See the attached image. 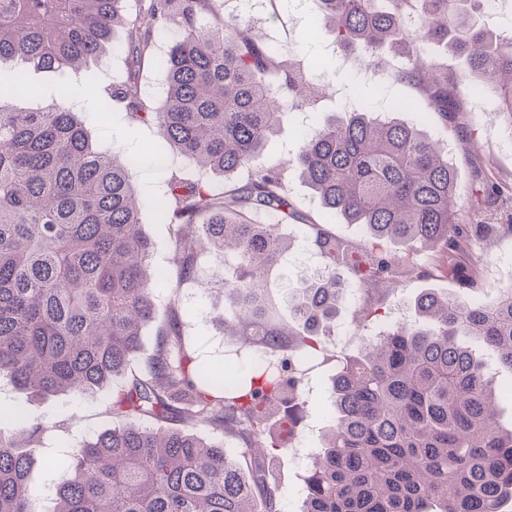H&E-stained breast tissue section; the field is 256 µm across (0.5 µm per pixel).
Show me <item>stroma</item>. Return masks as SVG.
<instances>
[{
	"label": "stroma",
	"instance_id": "1",
	"mask_svg": "<svg viewBox=\"0 0 512 512\" xmlns=\"http://www.w3.org/2000/svg\"><path fill=\"white\" fill-rule=\"evenodd\" d=\"M224 12L243 17L262 41L273 49L287 54L288 59L307 77L328 81L329 87L313 108L292 110L276 134L268 142L260 162L280 164L288 193L297 217L283 225L282 232L291 249L282 277L269 288L276 310H283L288 301V288L302 279L312 277L319 260L311 245L305 244L306 223L324 220L326 228L340 238H352L358 233L354 225L341 217L323 218L317 198L298 176L291 164L299 140L306 130L333 114H340L345 103L354 107L381 113L389 111L393 102L413 100L416 109L402 113V120L419 124L431 139L446 144L456 163L457 200L460 218L464 223L480 222L481 216L471 198V189L478 175L490 173L502 180H512V130L508 129L495 110L480 111L477 100L464 96L465 124L462 136L449 138L441 117L431 112L420 89L400 81L397 73L405 63V55L386 49L378 55L373 66H366L362 56L342 52L330 33L324 32L313 40H304L303 34L314 17L313 0H224ZM93 142L127 151L142 153L149 144L165 152V167L151 162H139L134 180L147 200L140 215L145 234L153 244L152 264L163 269L172 266L174 228L161 223L150 205L164 189L170 173L192 174L195 164L183 156L165 151L164 140L155 127L128 117L121 109H113L108 118H100L94 101L82 98L74 101ZM512 262V236L474 244L463 266L481 268L485 280H492V270ZM224 256L218 252L206 253L194 281L180 289L183 305L189 312L184 325V338L195 352L199 363L220 365L224 360L241 354L253 355L254 350L224 337L218 315L224 307V292L217 288L213 273L222 269ZM464 273L450 276L420 275L407 279L379 297L378 306L385 317H392L394 309L410 310L415 298L423 291L437 294H463L484 299L483 291L471 287ZM359 307L350 297L341 305L336 318V331L330 336L326 351L320 357H304L302 350L292 349L293 358H306L307 407L300 420L292 445L287 448L274 469L276 482L283 490L281 512H301L300 476L305 470L295 455L296 448H317L320 436L329 425L334 409L329 388L336 374V361L358 355L368 333L366 324L355 319ZM112 399L111 387H104L86 395L59 394L47 399H33L15 388L8 380H0V406L25 407L38 416L47 430L37 442L34 461L29 474L30 507L32 512H52L54 488L60 473L53 467L56 459L69 455L83 440L111 429L112 417L107 412Z\"/></svg>",
	"mask_w": 512,
	"mask_h": 512
}]
</instances>
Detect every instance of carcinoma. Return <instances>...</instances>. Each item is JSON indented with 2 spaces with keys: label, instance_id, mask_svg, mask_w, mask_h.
<instances>
[{
  "label": "carcinoma",
  "instance_id": "obj_1",
  "mask_svg": "<svg viewBox=\"0 0 512 512\" xmlns=\"http://www.w3.org/2000/svg\"><path fill=\"white\" fill-rule=\"evenodd\" d=\"M0 0V379L33 396L86 394L116 378L112 429L83 441L53 464L61 471L54 512H280L273 465L285 449L266 436L274 406L293 434L302 418L303 374L291 344L313 355L336 327L352 289L392 287L413 261L391 257L386 242H419L446 257L448 274L470 246L512 231V182L483 179L477 208H509L506 224H463L448 151L415 124L367 111L347 112L310 130L294 167L325 212L362 229L336 240L313 222L321 259L315 278L291 288L288 321L274 320L267 281L284 265L280 227L296 216L279 168L257 164L288 107L319 98L307 77L277 58L221 0ZM486 0H314L316 27L344 50L374 58L385 47L408 59L398 78L427 92L443 120L462 113L457 81L436 75L423 45L445 42L497 100L512 126V39L488 33ZM126 32L127 69L105 87L112 106L156 126L198 174H172L154 199L176 227L172 276L151 266L152 243L140 211L144 196L126 154L99 148L68 103L81 90L70 71L99 60ZM170 29L160 61V105L143 95L140 71L155 38ZM54 73L58 102L20 110L28 95L14 60ZM241 179L217 183L213 176ZM267 215L268 221L258 220ZM224 253L220 312L224 335L261 337L279 351L274 365L230 376L207 371L182 338L177 289L196 277L201 252ZM350 274L345 278L342 273ZM172 289L170 320L152 361L137 367L159 288ZM468 336L477 353L459 342ZM512 370V287L495 286L474 302L461 295L420 296L410 319L339 364L331 384L334 416L311 457L301 512H503L512 498V429L497 421L490 363ZM27 438L45 426L17 408ZM177 419L181 428L153 423ZM239 440L224 441L195 428ZM16 438L0 436V512H32L31 460ZM254 465L255 477L237 458Z\"/></svg>",
  "mask_w": 512,
  "mask_h": 512
}]
</instances>
